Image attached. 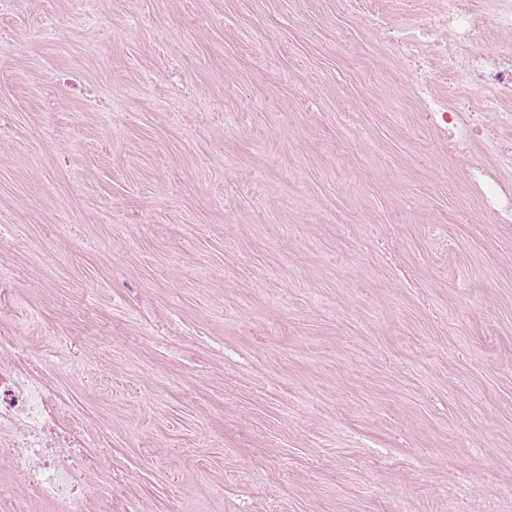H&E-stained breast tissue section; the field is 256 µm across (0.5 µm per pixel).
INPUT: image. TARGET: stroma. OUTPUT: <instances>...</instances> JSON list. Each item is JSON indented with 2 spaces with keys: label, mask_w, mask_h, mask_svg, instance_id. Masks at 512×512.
<instances>
[{
  "label": "stroma",
  "mask_w": 512,
  "mask_h": 512,
  "mask_svg": "<svg viewBox=\"0 0 512 512\" xmlns=\"http://www.w3.org/2000/svg\"><path fill=\"white\" fill-rule=\"evenodd\" d=\"M0 30V333L75 345L95 512L113 482L130 512H512V228L344 0H16Z\"/></svg>",
  "instance_id": "35a3bbf8"
}]
</instances>
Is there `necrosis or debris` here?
I'll return each instance as SVG.
<instances>
[{
    "label": "necrosis or debris",
    "mask_w": 512,
    "mask_h": 512,
    "mask_svg": "<svg viewBox=\"0 0 512 512\" xmlns=\"http://www.w3.org/2000/svg\"><path fill=\"white\" fill-rule=\"evenodd\" d=\"M347 5L400 59L402 86L447 137L486 215L512 224V184L496 172L497 166L512 165V114L499 109L512 103V52L465 50L485 28L484 10L476 0H441L436 20L397 27L368 14L363 0ZM447 58L451 66L440 70ZM464 86L490 89L494 105L459 96ZM481 141L493 145L496 168L472 155ZM57 364V356H34L0 336V463L22 484L18 490L0 484V512H32L35 502L49 504L52 512H90L92 480L110 467L73 420V401L55 383Z\"/></svg>",
    "instance_id": "necrosis-or-debris-1"
}]
</instances>
